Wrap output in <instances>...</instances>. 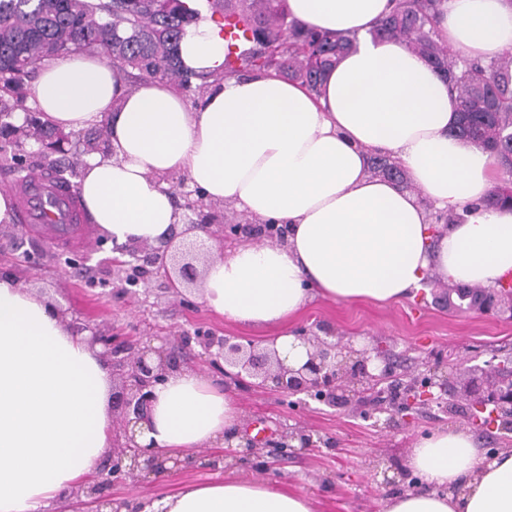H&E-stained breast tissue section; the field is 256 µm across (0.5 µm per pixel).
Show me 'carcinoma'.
<instances>
[{
	"instance_id": "obj_1",
	"label": "carcinoma",
	"mask_w": 512,
	"mask_h": 512,
	"mask_svg": "<svg viewBox=\"0 0 512 512\" xmlns=\"http://www.w3.org/2000/svg\"><path fill=\"white\" fill-rule=\"evenodd\" d=\"M444 0H391L390 12L371 31L373 38L401 42L436 69L457 94L461 112L455 135L492 155L512 175V57L470 60L441 45L435 26ZM224 22V75L274 71L321 90L328 70L358 42L354 33H320L290 17L286 0H207ZM199 18L188 0H0V161L21 181L37 168L12 140V101L36 66L75 51L93 52L130 77L186 85L177 46ZM276 50L270 58L269 47ZM46 157L75 151L105 153L107 131L99 126L73 140L39 118L28 121ZM370 171L400 182L404 171L386 156L373 157ZM492 208L512 205V179L500 182L486 200ZM477 286L448 288V308L473 307Z\"/></svg>"
}]
</instances>
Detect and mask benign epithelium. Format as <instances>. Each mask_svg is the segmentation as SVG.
Here are the masks:
<instances>
[{
	"label": "benign epithelium",
	"instance_id": "obj_1",
	"mask_svg": "<svg viewBox=\"0 0 512 512\" xmlns=\"http://www.w3.org/2000/svg\"><path fill=\"white\" fill-rule=\"evenodd\" d=\"M247 235L262 242L284 244L288 226L264 222L260 224H226L221 237ZM204 251V244L189 242L183 246L181 256L175 260V273L167 266V251L144 247L129 253V259L112 261V283L121 285L118 292L129 294L140 285L159 283L172 293L178 292L176 282L192 284L198 278L194 264L197 255ZM508 289L487 288L478 295L475 309L512 319V294ZM308 346L307 361L299 368L286 366L276 352H269L253 342L243 343L237 336L214 334L194 335L183 331L162 338L158 348L151 342L131 343L121 336L91 332L88 341L101 347V355L112 367V373L121 379L118 391H112V416L117 425L111 454L106 459L98 478L81 486L76 492L79 504L87 512H121L123 503L109 493L114 482L139 481L150 474L174 471L181 460L156 448L140 446L135 442L131 426L148 420L155 387L164 382L167 373L184 364L182 350L192 344L201 348L211 367L238 385L256 387L268 392L294 397L304 394L312 400L338 406H352L365 418L380 413L389 414L383 428L394 425L395 417L412 409L413 394L422 392L428 400L439 402L448 396V376L439 361L425 366L418 375L406 383L396 376L395 365L375 347L355 348L352 342L330 340L316 333L298 336ZM465 375V387L477 395L479 408L492 409V416L501 419L499 429L512 431V359L506 358L491 366L494 381L484 385L482 376L470 368H457L456 375ZM330 447L332 443L321 437L314 438L303 427L287 428L273 447L284 454L302 449ZM241 450L224 453L225 459L244 461L252 455L257 441L247 435L239 444ZM386 485L406 484L415 486L417 481L405 470L393 468V476L383 471Z\"/></svg>",
	"mask_w": 512,
	"mask_h": 512
}]
</instances>
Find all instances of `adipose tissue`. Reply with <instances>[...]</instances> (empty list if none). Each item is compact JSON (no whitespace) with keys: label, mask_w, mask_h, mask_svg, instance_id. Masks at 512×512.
Returning a JSON list of instances; mask_svg holds the SVG:
<instances>
[{"label":"adipose tissue","mask_w":512,"mask_h":512,"mask_svg":"<svg viewBox=\"0 0 512 512\" xmlns=\"http://www.w3.org/2000/svg\"><path fill=\"white\" fill-rule=\"evenodd\" d=\"M316 32L357 34L319 94L273 75H224L220 19L204 17L180 43L183 67L214 73L197 108L172 87L127 76L85 52L40 64L34 108L50 125L106 124L109 152L84 156L78 192L89 223L112 244L164 246L181 231L165 176L186 174L205 200L288 227L285 245L213 247L198 296L226 321L277 325L286 366L306 349L285 332L317 295L391 303L426 277L497 286L512 272V211L487 207L492 158L452 133L460 112L440 74L405 45L370 29L389 0H287ZM437 40L489 61L512 51V0H445ZM385 153L408 184L370 176ZM463 212L432 232L422 207ZM139 445L188 457L223 444L239 418L234 399L184 366L157 386ZM112 372L50 298L0 275V512H61L112 446ZM406 464L425 487L385 512H512V449L485 459L471 433L437 432ZM141 512H316L313 500L249 479L189 485Z\"/></svg>","instance_id":"ef3b65f1"}]
</instances>
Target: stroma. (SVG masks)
Returning <instances> with one entry per match:
<instances>
[{
	"label": "stroma",
	"instance_id": "stroma-1",
	"mask_svg": "<svg viewBox=\"0 0 512 512\" xmlns=\"http://www.w3.org/2000/svg\"><path fill=\"white\" fill-rule=\"evenodd\" d=\"M24 249L30 261H19L10 246L0 247V268L23 285L46 292L71 317L115 336L155 341L185 330L227 334L258 343L277 333L273 327L224 321L191 291L180 299L157 288H140L129 294L113 292L112 245L104 241L94 224L85 225L82 242L68 251L37 235L26 236ZM321 328L357 343H380L410 367L431 357L447 362L452 369L461 364L485 369L494 357L512 354V320L477 311L449 310L447 291L433 282L414 296L390 304L317 297L288 324L293 334ZM207 375L237 402L239 432L249 433L260 425L267 434L276 435L283 427L296 425L330 439V446L285 458L273 457L268 447L260 451L264 460L273 463L264 474L267 480L308 495L317 512H384L386 500L397 491L374 479V464L405 466L416 442L449 427L470 429L483 456L493 457L512 448V433L471 424V400L467 397L459 401V415H448L444 406L432 403L412 414L407 423L384 431L344 408L311 399L301 403L294 397L238 386L212 369ZM258 475L248 464L223 470L187 468L138 483H116L111 493L115 499L132 501L162 497L187 484Z\"/></svg>",
	"mask_w": 512,
	"mask_h": 512
}]
</instances>
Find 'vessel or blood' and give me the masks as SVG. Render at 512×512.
Wrapping results in <instances>:
<instances>
[{
  "label": "vessel or blood",
  "instance_id": "vessel-or-blood-1",
  "mask_svg": "<svg viewBox=\"0 0 512 512\" xmlns=\"http://www.w3.org/2000/svg\"><path fill=\"white\" fill-rule=\"evenodd\" d=\"M21 199L20 224L23 231L41 233L52 243H69L79 226L81 210L71 189L55 177L41 173L17 188Z\"/></svg>",
  "mask_w": 512,
  "mask_h": 512
}]
</instances>
